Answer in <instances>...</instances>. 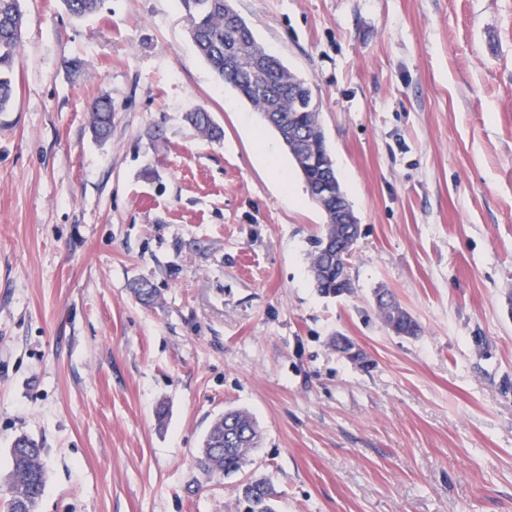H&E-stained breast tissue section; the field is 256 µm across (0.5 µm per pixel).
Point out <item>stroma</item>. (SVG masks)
Listing matches in <instances>:
<instances>
[{"instance_id": "1", "label": "stroma", "mask_w": 512, "mask_h": 512, "mask_svg": "<svg viewBox=\"0 0 512 512\" xmlns=\"http://www.w3.org/2000/svg\"><path fill=\"white\" fill-rule=\"evenodd\" d=\"M234 6L320 100L360 225L352 292L314 287L325 215L262 162L276 134L215 80L178 0L80 19L21 0L0 112V472L25 435L39 512H236L238 476L203 480L195 456L244 408L262 431L247 470L278 512H512V0ZM197 107L223 140L187 124ZM379 288L418 338L380 320ZM90 130L95 140L105 141L112 133V103L99 98L90 106Z\"/></svg>"}]
</instances>
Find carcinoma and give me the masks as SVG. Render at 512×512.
Segmentation results:
<instances>
[{
  "label": "carcinoma",
  "instance_id": "carcinoma-1",
  "mask_svg": "<svg viewBox=\"0 0 512 512\" xmlns=\"http://www.w3.org/2000/svg\"><path fill=\"white\" fill-rule=\"evenodd\" d=\"M190 19V38L200 56L208 64L220 83L230 85L259 112L265 124L276 133L288 135V121L302 124L305 139L291 146L289 153L297 157L309 150L319 155L321 163L309 168L299 167L306 188L330 178L334 187L341 185L325 138L318 121L310 112L301 111L295 98L288 96L293 85L309 83L292 73L278 57L260 45L245 19L233 12L234 19L224 12L225 0H180ZM67 13L83 18L95 13L101 0H62ZM23 12L20 0H0V112H5L13 101V74L19 62L22 46ZM234 45L244 57L263 63L256 73H244L224 63V46ZM185 121L210 140H221L224 130L211 114L201 108L185 115ZM90 130L95 140L104 141L112 133V103L99 98L90 106ZM349 230L347 224H324L316 237L309 258L311 272L318 292L326 297L336 296V273L348 275V268L336 266L327 259L326 240H335ZM382 322L393 327L399 336L414 338L421 332L419 323L395 297L374 299ZM261 438L257 422L246 410L228 409L212 423L202 447L217 450L197 455L195 465L206 477H228L249 465V455ZM42 448L29 437H17L10 448L11 465L7 485L9 496L3 501V512H39L46 472L41 463ZM277 492L271 481L255 475L237 487L238 512H276Z\"/></svg>",
  "mask_w": 512,
  "mask_h": 512
}]
</instances>
